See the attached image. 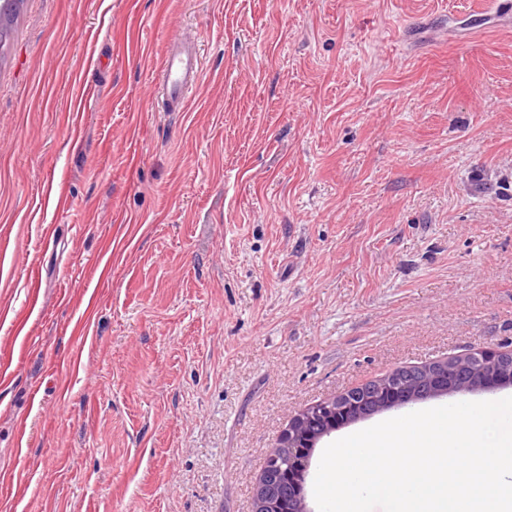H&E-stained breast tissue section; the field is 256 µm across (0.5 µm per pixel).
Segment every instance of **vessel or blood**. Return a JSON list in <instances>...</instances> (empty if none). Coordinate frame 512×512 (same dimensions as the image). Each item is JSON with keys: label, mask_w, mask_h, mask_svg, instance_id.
<instances>
[{"label": "vessel or blood", "mask_w": 512, "mask_h": 512, "mask_svg": "<svg viewBox=\"0 0 512 512\" xmlns=\"http://www.w3.org/2000/svg\"><path fill=\"white\" fill-rule=\"evenodd\" d=\"M200 72L195 32L186 27H175L169 35L155 86L157 97L169 108L183 106L196 88Z\"/></svg>", "instance_id": "1"}]
</instances>
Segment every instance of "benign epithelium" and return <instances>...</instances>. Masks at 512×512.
I'll list each match as a JSON object with an SVG mask.
<instances>
[{"mask_svg":"<svg viewBox=\"0 0 512 512\" xmlns=\"http://www.w3.org/2000/svg\"><path fill=\"white\" fill-rule=\"evenodd\" d=\"M512 359V353L481 348L450 361L454 383L448 384L444 364L432 363L421 372L425 378L418 384L402 381L389 373L379 381L380 400L368 397L355 401L343 393L300 410L289 422L277 444L270 450L271 473L261 475L255 493V512H267L270 500L280 489H293L294 512H310L305 501V482L317 443L332 432L366 417L416 402L441 396L491 391L512 386V376L502 377L495 367ZM288 452V465L279 457Z\"/></svg>","mask_w":512,"mask_h":512,"instance_id":"1","label":"benign epithelium"}]
</instances>
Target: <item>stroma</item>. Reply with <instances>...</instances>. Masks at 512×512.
<instances>
[{"label": "stroma", "instance_id": "obj_1", "mask_svg": "<svg viewBox=\"0 0 512 512\" xmlns=\"http://www.w3.org/2000/svg\"><path fill=\"white\" fill-rule=\"evenodd\" d=\"M177 25L203 70L168 112ZM482 347L512 350V15L26 0L0 61L15 512H253L299 409Z\"/></svg>", "mask_w": 512, "mask_h": 512}]
</instances>
